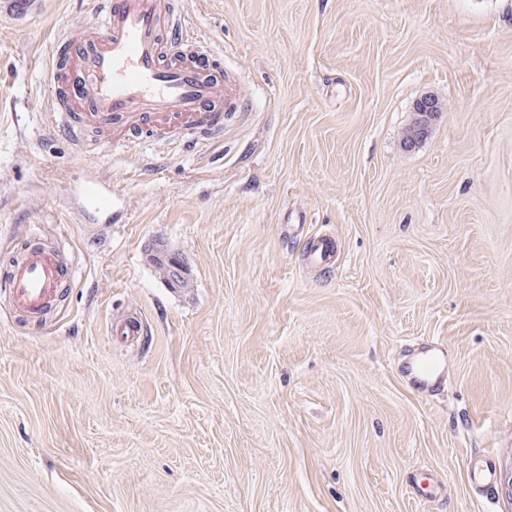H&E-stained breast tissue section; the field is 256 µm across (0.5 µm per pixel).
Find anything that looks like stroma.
<instances>
[{
    "label": "stroma",
    "mask_w": 512,
    "mask_h": 512,
    "mask_svg": "<svg viewBox=\"0 0 512 512\" xmlns=\"http://www.w3.org/2000/svg\"><path fill=\"white\" fill-rule=\"evenodd\" d=\"M90 2L0 16V512H512V0H176L245 109L79 153L47 61ZM93 174L111 223L71 193ZM32 243L74 272L37 318L5 286ZM166 243L194 287L145 263ZM126 316L145 335L110 336ZM418 106L420 112H417V138L424 139L431 128L433 122L440 112L439 103L437 100L432 98L420 99ZM444 362V353L430 343H421L409 350L404 369L414 385L429 391L441 383Z\"/></svg>",
    "instance_id": "35a3bbf8"
}]
</instances>
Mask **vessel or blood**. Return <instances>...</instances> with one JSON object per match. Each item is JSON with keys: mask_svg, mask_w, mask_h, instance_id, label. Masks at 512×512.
<instances>
[{"mask_svg": "<svg viewBox=\"0 0 512 512\" xmlns=\"http://www.w3.org/2000/svg\"><path fill=\"white\" fill-rule=\"evenodd\" d=\"M43 6L44 0H0V15L22 23ZM54 48L49 71L63 65L70 73L54 126L78 152L87 146L91 125H120L132 133L146 124L178 122L218 138L225 113L245 105L218 56L189 41L174 0H94L90 20L59 36ZM79 193L85 220L111 212V187L93 181ZM69 274L56 252L31 246L8 273L13 308L39 315ZM444 362L441 351L422 343L410 350L404 369L414 385L429 391L440 384Z\"/></svg>", "mask_w": 512, "mask_h": 512, "instance_id": "obj_1", "label": "vessel or blood"}]
</instances>
